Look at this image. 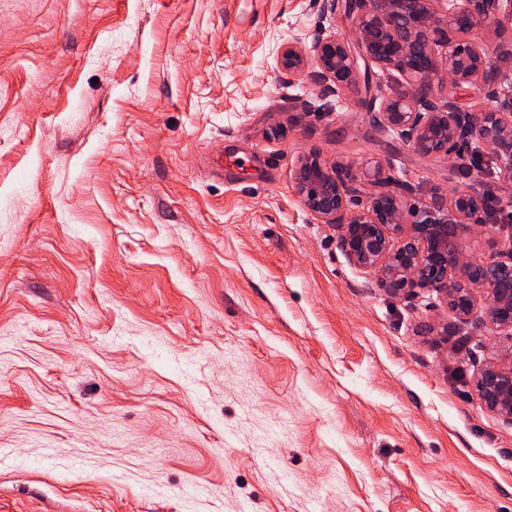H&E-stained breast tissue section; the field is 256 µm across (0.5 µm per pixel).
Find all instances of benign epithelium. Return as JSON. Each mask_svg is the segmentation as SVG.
I'll list each match as a JSON object with an SVG mask.
<instances>
[{"label": "benign epithelium", "mask_w": 512, "mask_h": 512, "mask_svg": "<svg viewBox=\"0 0 512 512\" xmlns=\"http://www.w3.org/2000/svg\"><path fill=\"white\" fill-rule=\"evenodd\" d=\"M354 41L321 29L311 47L291 40L279 62L292 79L305 73L326 100L359 86L358 60L395 70L413 87L395 88L380 103L378 120L420 157L455 160L462 142L477 139L492 149L498 178L483 189H454L425 205L404 232L397 196L407 182L391 183L380 165L329 162L313 151L297 160L295 190L305 208L338 229V244L354 265L375 275V285L393 294L432 288L448 309L467 318L483 316L512 335V247L474 260L459 241L485 223L488 202L512 195V61L468 38L475 29L512 30V0H347ZM448 85V96L433 92ZM481 84L498 103L491 111L462 112L457 95ZM372 187L369 203L361 194ZM476 392L483 407L512 422V361L482 369Z\"/></svg>", "instance_id": "7a95c632"}]
</instances>
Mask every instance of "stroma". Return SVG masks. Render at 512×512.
<instances>
[{"label": "stroma", "instance_id": "stroma-1", "mask_svg": "<svg viewBox=\"0 0 512 512\" xmlns=\"http://www.w3.org/2000/svg\"><path fill=\"white\" fill-rule=\"evenodd\" d=\"M318 0H0V512H512V338L395 296L294 189L369 157L414 210L489 180L383 131L374 63L320 111L277 64ZM243 167L220 174L211 159ZM512 245V199L462 239ZM475 387L487 411L512 422V350L508 364H493L482 369Z\"/></svg>", "mask_w": 512, "mask_h": 512}]
</instances>
